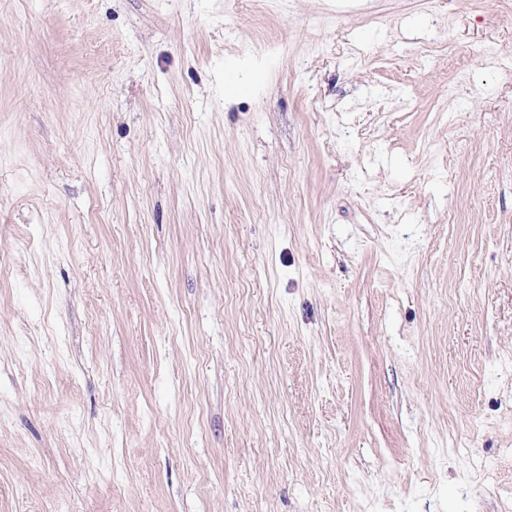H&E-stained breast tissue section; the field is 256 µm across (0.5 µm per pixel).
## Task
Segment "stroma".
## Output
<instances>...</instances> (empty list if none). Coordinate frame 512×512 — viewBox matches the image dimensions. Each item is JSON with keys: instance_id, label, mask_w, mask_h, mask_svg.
Segmentation results:
<instances>
[{"instance_id": "35a3bbf8", "label": "stroma", "mask_w": 512, "mask_h": 512, "mask_svg": "<svg viewBox=\"0 0 512 512\" xmlns=\"http://www.w3.org/2000/svg\"><path fill=\"white\" fill-rule=\"evenodd\" d=\"M0 512H512V0H0Z\"/></svg>"}]
</instances>
